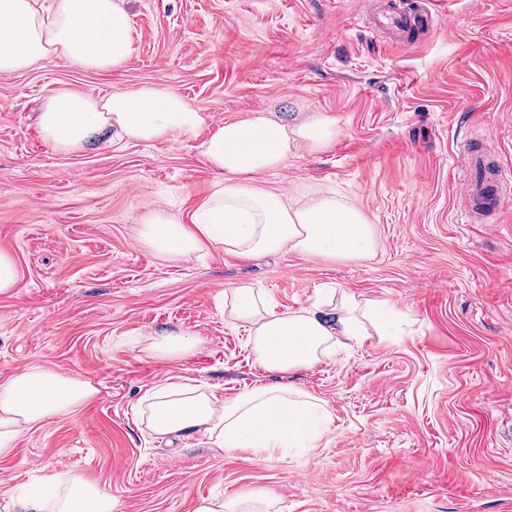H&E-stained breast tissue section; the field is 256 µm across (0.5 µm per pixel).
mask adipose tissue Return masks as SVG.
Masks as SVG:
<instances>
[{
    "mask_svg": "<svg viewBox=\"0 0 512 512\" xmlns=\"http://www.w3.org/2000/svg\"><path fill=\"white\" fill-rule=\"evenodd\" d=\"M135 51L133 22L123 0H0V73L31 69L61 56L91 71L124 66ZM42 141L73 153L105 130L143 143L196 141L203 163L213 171V187L190 223L153 210L141 219V242L159 257L187 259L212 247L250 259L285 250L328 260H366L379 248L373 224L362 211L322 191L287 201L258 186L262 175L284 168L291 147L304 142L325 149L336 137L327 118L311 116L287 127L274 114L253 112L242 122L212 123L179 94L157 85L98 97L58 88L47 97L37 123ZM219 303L247 329L248 343L269 385L224 399L207 386L182 376L157 382L137 405L155 436L196 433L224 452L271 453L291 447L302 430L318 438L328 416L324 407L291 384L287 375L313 367L335 344L358 340L365 332L360 305L349 293L328 294L321 302L279 311L253 284L226 289ZM130 342L150 355L182 360L202 344L199 334L166 328ZM92 383L32 368L0 384V448L23 431L52 417H66L92 400ZM51 499L8 496L0 512H115L111 494L78 476L51 477Z\"/></svg>",
    "mask_w": 512,
    "mask_h": 512,
    "instance_id": "obj_1",
    "label": "adipose tissue"
}]
</instances>
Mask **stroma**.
Wrapping results in <instances>:
<instances>
[{"mask_svg":"<svg viewBox=\"0 0 512 512\" xmlns=\"http://www.w3.org/2000/svg\"><path fill=\"white\" fill-rule=\"evenodd\" d=\"M435 35L389 44L365 0H125L136 51L98 73L65 58L0 74V382L28 368L90 381L96 397L0 453V497L70 473L117 512H194L203 497L274 493L278 512H512V198L494 221L462 202L460 145L494 147L512 172V0H434ZM168 87L213 123L257 110L293 126L321 114L338 135L300 146L261 187L329 191L362 210L380 247L365 261L214 248L164 261L139 242L159 209L190 221L214 176L194 142L115 139L63 154L36 114L66 86L95 96ZM253 281L281 308L324 290L406 314L396 336L291 376L331 418L312 446L218 453L197 435H150L136 406L168 376L233 397L269 376L219 294ZM176 324L203 344L185 361L127 343ZM16 269L10 253L0 250V295L10 294L16 285Z\"/></svg>","mask_w":512,"mask_h":512,"instance_id":"35a3bbf8","label":"stroma"}]
</instances>
